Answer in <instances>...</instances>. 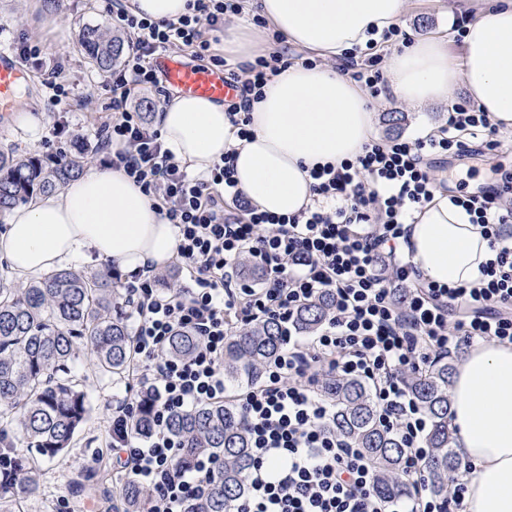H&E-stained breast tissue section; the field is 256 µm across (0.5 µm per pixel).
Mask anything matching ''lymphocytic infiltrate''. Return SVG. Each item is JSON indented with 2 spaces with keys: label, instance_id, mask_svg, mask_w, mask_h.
<instances>
[{
  "label": "lymphocytic infiltrate",
  "instance_id": "1",
  "mask_svg": "<svg viewBox=\"0 0 512 512\" xmlns=\"http://www.w3.org/2000/svg\"><path fill=\"white\" fill-rule=\"evenodd\" d=\"M188 9L178 19L156 21L133 15L124 0H107L113 24L131 37L130 48L120 67L100 77L112 94L111 117L95 135L77 137L92 155L124 169L173 224L178 262L193 282L181 292H161L163 274L155 269L123 282L140 367L136 392L112 404L113 472L149 489L146 512H184L188 500L207 495L221 463L202 455L179 466L183 443L168 420L193 405L229 398L251 438L248 493L231 512H463V474L450 477L447 502L428 490V422L405 377L463 345L512 343V176L492 190L454 199L481 226L494 253L482 264L478 285L424 281L399 246L412 209L439 187L427 157L497 150V128L475 105L451 103L437 135L373 140L340 167L313 168L316 201L306 211L260 212L239 189L230 156L215 162L207 177L190 176L164 148L159 128L128 101L162 84L151 64L156 53L188 48L223 68L237 87L228 109L243 139L250 134L251 103L268 78L303 58L283 50L229 65L214 53L212 35L223 31L226 14H239L236 0H189ZM16 50L40 71L51 107L69 109L76 88L61 66L46 63L43 48L31 40ZM381 61L377 53L361 62L350 58L343 70L376 98L389 89ZM245 261L261 269L260 285L237 278ZM325 292L333 297L332 315L313 335L294 331L295 312ZM268 319L284 326V349L259 384L229 393L227 338L240 325ZM178 329L198 339L191 357L168 351ZM328 373L371 385L380 424L406 448L400 463L405 496L381 497L363 452L331 429L333 407L318 390ZM145 405L151 429L140 434L129 423Z\"/></svg>",
  "mask_w": 512,
  "mask_h": 512
}]
</instances>
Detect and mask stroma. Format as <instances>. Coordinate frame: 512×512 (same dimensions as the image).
<instances>
[{
	"label": "stroma",
	"instance_id": "1",
	"mask_svg": "<svg viewBox=\"0 0 512 512\" xmlns=\"http://www.w3.org/2000/svg\"><path fill=\"white\" fill-rule=\"evenodd\" d=\"M458 15L457 0H410L403 26L414 35L433 32L451 34L452 22ZM63 21L70 25L72 37L53 40L49 30L53 23ZM0 47H11L20 34L40 41L47 56L61 60L68 77L77 86L79 99L70 112L61 114L49 110L45 99H37L26 110L38 124L37 130L10 123L0 128V145H16L19 151L48 156L55 151L77 154L73 140L76 132L96 131L106 119L111 94L102 89L97 80L98 70L80 50L77 32L83 26L110 28L112 19L105 10V0H44L39 10H32L29 0H0ZM375 138L394 140L413 139L421 124L445 126L448 108L432 105L423 109L404 107L392 97L372 100ZM403 112L404 121L391 127L388 115ZM512 167V153L492 158L491 155L474 156L464 160L454 157L433 161L432 172L443 182L448 194L461 196L494 184L496 176L491 170L493 161ZM76 355L83 366L86 386L91 396L90 417L77 433L72 446L63 459L43 465L45 483L39 496L25 499L23 512H103L122 480L112 471L111 463L95 464L94 454L101 446L112 417V400L124 395L126 385L97 377L91 367L93 358L90 345L81 343Z\"/></svg>",
	"mask_w": 512,
	"mask_h": 512
}]
</instances>
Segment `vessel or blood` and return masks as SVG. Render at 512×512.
Here are the masks:
<instances>
[{
	"label": "vessel or blood",
	"mask_w": 512,
	"mask_h": 512,
	"mask_svg": "<svg viewBox=\"0 0 512 512\" xmlns=\"http://www.w3.org/2000/svg\"><path fill=\"white\" fill-rule=\"evenodd\" d=\"M154 68L165 83L179 94L205 97L214 101L233 99L235 87L229 83L223 69L201 66L176 54L157 53L153 58ZM26 72L19 58L9 49L0 48V115L9 116L21 104L19 88Z\"/></svg>",
	"instance_id": "1"
}]
</instances>
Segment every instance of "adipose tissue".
Returning a JSON list of instances; mask_svg holds the SVG:
<instances>
[{"label":"adipose tissue","instance_id":"1","mask_svg":"<svg viewBox=\"0 0 512 512\" xmlns=\"http://www.w3.org/2000/svg\"><path fill=\"white\" fill-rule=\"evenodd\" d=\"M408 0H246L265 20L224 29V55L244 64L267 51L275 31L319 62L274 73L253 102L250 139L241 140L223 103L163 99L157 122L166 149L195 175L224 155L252 205L293 215L313 202L311 168L354 159L373 133L366 91L339 70L368 46L389 48L393 98L414 108L447 103L455 88L500 130L512 129V0H462L469 21L458 48L443 35L386 45ZM176 229L157 213L124 170L94 167L59 193L14 207L0 228V261L21 278L37 277L82 255L135 275L173 257ZM403 249L428 282L473 283L494 254L468 212L435 193L415 209ZM450 417L463 460L470 462L465 512H512V344L472 346L453 376Z\"/></svg>","mask_w":512,"mask_h":512}]
</instances>
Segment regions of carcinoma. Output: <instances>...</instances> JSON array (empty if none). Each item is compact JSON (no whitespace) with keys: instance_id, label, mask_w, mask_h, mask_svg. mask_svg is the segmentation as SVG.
<instances>
[{"instance_id":"obj_1","label":"carcinoma","mask_w":512,"mask_h":512,"mask_svg":"<svg viewBox=\"0 0 512 512\" xmlns=\"http://www.w3.org/2000/svg\"><path fill=\"white\" fill-rule=\"evenodd\" d=\"M79 41L90 62L108 71L118 62L124 43L97 26L81 29ZM84 170V161L64 155L44 161L18 149L0 150V214L15 205L61 189ZM0 272V433L18 428L29 456L13 462L11 475L0 481V512H20L23 499L40 494L42 462L65 455L87 421L90 407L85 376L75 359V345L84 341L95 355L96 373L114 381L132 379L135 354L125 295L106 279L60 269L22 287L7 283ZM323 296L301 307L296 325L316 330L332 308ZM284 329L274 320L238 326L224 344V377L249 384L280 354ZM196 337L178 330L168 348L188 357ZM452 367L437 359L408 380V387L429 425L425 444L429 488L448 503V475L460 469L449 421ZM321 393L333 405L332 428L365 454L378 475V491L397 495L406 485L397 480L403 444L378 421L368 385L360 380L327 376ZM170 431L185 444L182 461L212 453L224 461L212 491L188 506L187 512H226L247 491L251 461L249 436L232 405L199 404L175 414Z\"/></svg>"}]
</instances>
